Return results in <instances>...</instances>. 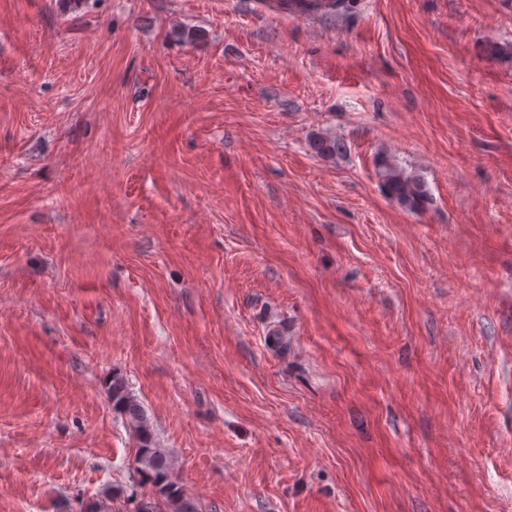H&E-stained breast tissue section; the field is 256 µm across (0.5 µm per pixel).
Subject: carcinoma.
Masks as SVG:
<instances>
[{
    "instance_id": "obj_1",
    "label": "carcinoma",
    "mask_w": 512,
    "mask_h": 512,
    "mask_svg": "<svg viewBox=\"0 0 512 512\" xmlns=\"http://www.w3.org/2000/svg\"><path fill=\"white\" fill-rule=\"evenodd\" d=\"M309 145L321 157H334L347 151L345 142L323 134L314 136ZM375 170L385 194L401 208L415 213L425 207L428 194L424 180L401 160L380 153L375 159ZM107 391L113 408L126 417L137 438V471L151 480L153 486L152 495L135 501L134 512H198L194 501L172 478V460L155 446L149 418L126 379L112 375Z\"/></svg>"
}]
</instances>
